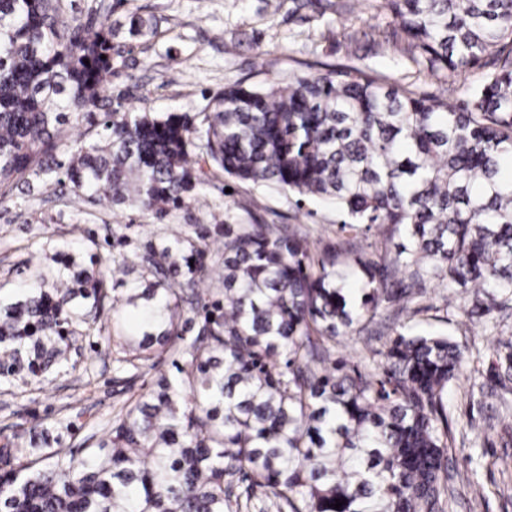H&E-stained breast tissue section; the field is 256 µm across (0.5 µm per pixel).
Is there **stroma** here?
<instances>
[{
	"instance_id": "obj_1",
	"label": "stroma",
	"mask_w": 512,
	"mask_h": 512,
	"mask_svg": "<svg viewBox=\"0 0 512 512\" xmlns=\"http://www.w3.org/2000/svg\"><path fill=\"white\" fill-rule=\"evenodd\" d=\"M348 3L351 13L340 18L318 2L293 14L271 12L266 0H116L113 18L133 11L152 14L160 33L128 42L106 94L138 112L193 116L229 84L284 85L296 76L357 68L418 95L458 103L427 69L367 38L371 27L389 24L388 16L374 14L364 0ZM338 222L332 206L299 208L288 193L236 184L221 172L211 176L190 207L162 215L94 205L67 185L29 196L16 192L0 201V301L14 300L31 286L33 274L55 270L63 257L84 266L94 257H130L149 236L200 228L213 232L224 224H276L309 232L321 245L335 240ZM141 273V266L130 267L123 285L112 290L111 304L97 312L92 330L76 326L68 371L0 382V435L28 446L26 422L36 416L69 423L63 448L96 447L113 416L149 391L159 373L170 371L167 358L116 368L122 350L109 337L114 326L129 328L120 306ZM443 295V289L430 286L423 311L404 310L394 322L446 330L468 351L464 374L448 391L456 439L449 450V512H512V443L503 432L504 426L512 427V415L499 402L503 391L512 392V379L500 381L496 363L500 343L512 341V296L490 317L465 323L459 312L471 305V293H460L452 305ZM389 322L380 315L368 331L341 338L336 358L351 368H374ZM465 471L476 472V484L460 480Z\"/></svg>"
}]
</instances>
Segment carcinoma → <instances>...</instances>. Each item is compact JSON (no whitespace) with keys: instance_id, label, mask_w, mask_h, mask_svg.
<instances>
[{"instance_id":"1","label":"carcinoma","mask_w":512,"mask_h":512,"mask_svg":"<svg viewBox=\"0 0 512 512\" xmlns=\"http://www.w3.org/2000/svg\"><path fill=\"white\" fill-rule=\"evenodd\" d=\"M378 36L438 74L462 104L358 70L288 85L232 84L196 120L108 104L120 32L159 34L155 16L112 24L66 0H0V197L68 180L94 201L163 214L190 206L205 170L322 203L343 236L318 248L274 224H226L224 239L149 241L139 329L125 357L174 356L172 374L112 420L97 447H59L61 421H28L26 459L0 445V512H238L235 489L289 512H446L448 388L465 351L402 325L373 371L336 365L343 336L381 306L404 310L431 282L473 289L467 316L512 292V0H381ZM482 71L478 83L459 77ZM106 111L94 119L92 109ZM96 129L72 136L83 121ZM379 230L384 254L358 246ZM76 270L0 304V378L69 367V326L104 305L127 260ZM217 288L199 290L205 283ZM345 500L334 509L335 500Z\"/></svg>"}]
</instances>
